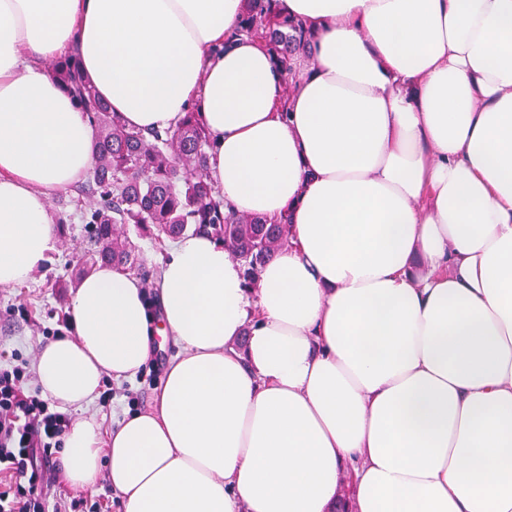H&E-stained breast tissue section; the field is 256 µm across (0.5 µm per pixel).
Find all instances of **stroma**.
<instances>
[{
  "label": "stroma",
  "instance_id": "35a3bbf8",
  "mask_svg": "<svg viewBox=\"0 0 512 512\" xmlns=\"http://www.w3.org/2000/svg\"><path fill=\"white\" fill-rule=\"evenodd\" d=\"M54 212H67L68 220L59 234L56 252L39 270L34 278L23 285L0 288V355L14 354L31 360L39 347L56 336L69 333V325L60 321L70 303V294L55 288L59 276L75 273L86 247L84 226L75 206L53 204ZM173 351L171 344L155 348L143 376L129 384L128 395H117L109 404L95 403L92 411L102 420L104 427H112L129 405L138 409L148 408L154 401L158 385L167 368ZM55 461L52 500L76 502V512H89L91 506H109L112 503V488L107 479H100L95 489L78 491L64 479V454H57Z\"/></svg>",
  "mask_w": 512,
  "mask_h": 512
}]
</instances>
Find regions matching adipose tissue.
Listing matches in <instances>:
<instances>
[{
	"label": "adipose tissue",
	"mask_w": 512,
	"mask_h": 512,
	"mask_svg": "<svg viewBox=\"0 0 512 512\" xmlns=\"http://www.w3.org/2000/svg\"><path fill=\"white\" fill-rule=\"evenodd\" d=\"M246 4L0 0V287L92 161L47 72L71 54L128 127L198 111L225 206L292 223L252 282L204 233L171 242L158 307L127 270L77 282L34 364L83 412L66 481L107 478L117 512H512V0H280L311 33L290 88ZM158 335L152 406L103 430V378Z\"/></svg>",
	"instance_id": "ef3b65f1"
}]
</instances>
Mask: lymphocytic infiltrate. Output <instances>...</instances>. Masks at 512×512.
<instances>
[{
  "label": "lymphocytic infiltrate",
  "instance_id": "obj_1",
  "mask_svg": "<svg viewBox=\"0 0 512 512\" xmlns=\"http://www.w3.org/2000/svg\"><path fill=\"white\" fill-rule=\"evenodd\" d=\"M27 375L26 360L0 364V512H67L49 503L47 473L70 419L27 393Z\"/></svg>",
  "mask_w": 512,
  "mask_h": 512
}]
</instances>
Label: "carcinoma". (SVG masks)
Segmentation results:
<instances>
[{
	"instance_id": "cac0c4a2",
	"label": "carcinoma",
	"mask_w": 512,
	"mask_h": 512,
	"mask_svg": "<svg viewBox=\"0 0 512 512\" xmlns=\"http://www.w3.org/2000/svg\"><path fill=\"white\" fill-rule=\"evenodd\" d=\"M248 3L238 34L264 43L280 65L285 84L295 83L294 56L308 48L303 22L283 16L278 0ZM49 73L88 114L96 132L92 166L76 189L90 243L78 274L99 264L140 269L141 260L127 235L130 226L155 236L160 245L190 231L209 233L241 261L250 281L288 245V216L272 220L224 211L208 176L209 136L198 113H187L173 131L146 135L117 119L83 79L77 59L55 61Z\"/></svg>"
}]
</instances>
